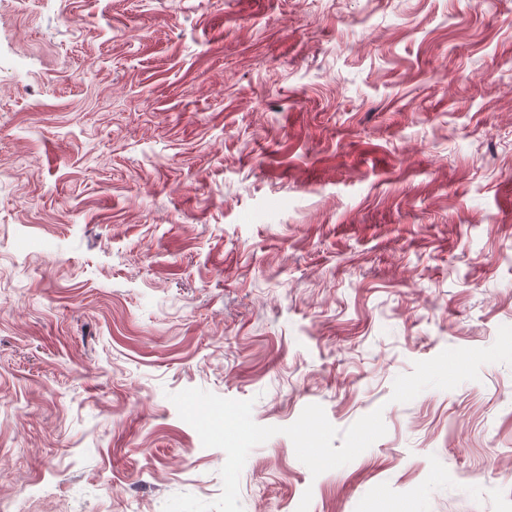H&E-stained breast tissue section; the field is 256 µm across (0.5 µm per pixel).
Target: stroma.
<instances>
[{"label":"stroma","mask_w":512,"mask_h":512,"mask_svg":"<svg viewBox=\"0 0 512 512\" xmlns=\"http://www.w3.org/2000/svg\"><path fill=\"white\" fill-rule=\"evenodd\" d=\"M186 388L383 411L243 512H512V0H0V512L216 500Z\"/></svg>","instance_id":"35a3bbf8"}]
</instances>
